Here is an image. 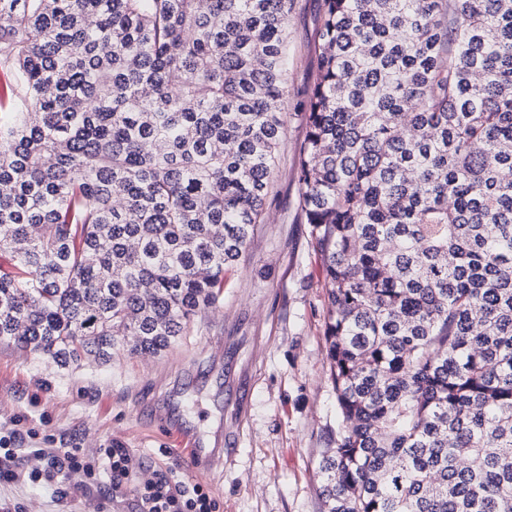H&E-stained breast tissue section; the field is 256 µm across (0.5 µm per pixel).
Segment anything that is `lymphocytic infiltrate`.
Segmentation results:
<instances>
[{
    "label": "lymphocytic infiltrate",
    "instance_id": "lymphocytic-infiltrate-1",
    "mask_svg": "<svg viewBox=\"0 0 512 512\" xmlns=\"http://www.w3.org/2000/svg\"><path fill=\"white\" fill-rule=\"evenodd\" d=\"M143 461L117 444L88 453L80 448H47L34 430L0 425V485L28 484L51 488L58 499L71 495L70 471H82L86 486L109 482L113 497L131 488L140 512H217L218 504L205 484L171 468H156L141 479Z\"/></svg>",
    "mask_w": 512,
    "mask_h": 512
}]
</instances>
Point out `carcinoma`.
Returning a JSON list of instances; mask_svg holds the SVG:
<instances>
[{"label": "carcinoma", "mask_w": 512, "mask_h": 512, "mask_svg": "<svg viewBox=\"0 0 512 512\" xmlns=\"http://www.w3.org/2000/svg\"><path fill=\"white\" fill-rule=\"evenodd\" d=\"M291 0H0V341L162 357L274 182ZM297 162L323 512H512V0H323Z\"/></svg>", "instance_id": "cac0c4a2"}]
</instances>
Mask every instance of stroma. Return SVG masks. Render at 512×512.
<instances>
[{
  "mask_svg": "<svg viewBox=\"0 0 512 512\" xmlns=\"http://www.w3.org/2000/svg\"><path fill=\"white\" fill-rule=\"evenodd\" d=\"M322 0H294L285 131L266 218L248 252L224 275V299L195 319L167 355L115 354L109 365L62 368L0 343V423L19 420L48 447L92 450L120 443L153 464L207 483L219 512H322L318 462L336 445L340 420L327 376V294L321 259L299 206L297 149L317 62ZM222 451L224 466H192L188 439ZM72 497L5 485L0 496L24 512H96L108 485Z\"/></svg>",
  "mask_w": 512,
  "mask_h": 512,
  "instance_id": "obj_1",
  "label": "stroma"
}]
</instances>
